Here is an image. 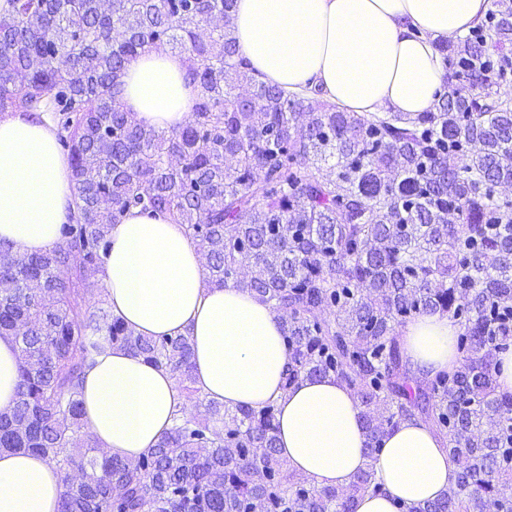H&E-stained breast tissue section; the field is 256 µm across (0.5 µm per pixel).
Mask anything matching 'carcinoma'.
Listing matches in <instances>:
<instances>
[{
	"instance_id": "obj_1",
	"label": "carcinoma",
	"mask_w": 512,
	"mask_h": 512,
	"mask_svg": "<svg viewBox=\"0 0 512 512\" xmlns=\"http://www.w3.org/2000/svg\"><path fill=\"white\" fill-rule=\"evenodd\" d=\"M6 2L0 114L58 119L77 213L48 252L0 241V282L14 284L0 290V336L21 356L0 451L59 471V512H354L383 492L371 465L344 487L315 486L278 455L276 403L226 409L196 387L189 337L143 336L84 308L85 291L104 289L89 273L134 208L185 225L212 283L278 313L283 390L333 376L353 393L368 458L406 420L449 449L456 484L398 512H512V393L495 378L512 350V199L499 192L512 183V105L495 89L512 81V10L493 0L468 35L435 43L443 88L411 116L344 112L317 85L266 84L237 44L235 0ZM160 47L186 56L198 89L178 130L146 125L121 100L126 64ZM428 312L459 325L462 362L418 376L400 327ZM105 343L169 370L204 407L179 409L136 460L99 452L83 422V377Z\"/></svg>"
}]
</instances>
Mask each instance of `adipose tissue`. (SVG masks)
I'll use <instances>...</instances> for the list:
<instances>
[{
  "label": "adipose tissue",
  "instance_id": "1",
  "mask_svg": "<svg viewBox=\"0 0 512 512\" xmlns=\"http://www.w3.org/2000/svg\"><path fill=\"white\" fill-rule=\"evenodd\" d=\"M490 0H235L241 52L262 79L288 90L313 83L350 112L428 111L446 67L437 39L468 32ZM122 101L145 124L188 120L197 89L183 55L165 48L132 60ZM75 209L72 171L56 129L26 112L0 116V239L21 252L51 249ZM101 278L114 316L144 336H189L196 385L224 407L276 402L280 456L316 486L341 487L369 464L358 403L333 378L280 388L287 352L277 314L233 285L209 283L184 225L133 210L113 227ZM456 328L426 313L401 331L415 374L458 364ZM84 419L100 448L136 459L156 448L184 397L175 376L113 346L87 369ZM384 491L356 512H397L396 501L433 500L459 471L418 421H404L372 463ZM61 475L45 458L0 451V512H58Z\"/></svg>",
  "mask_w": 512,
  "mask_h": 512
}]
</instances>
